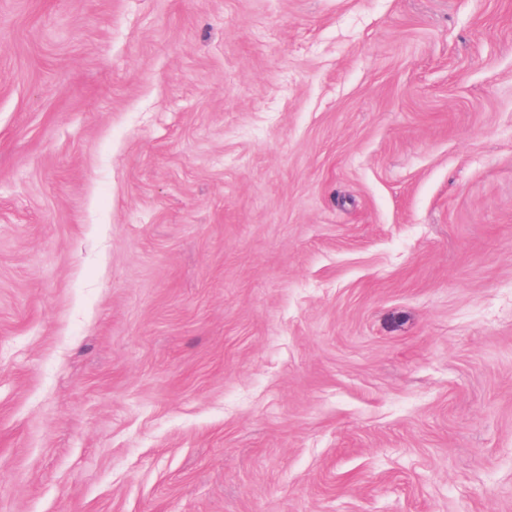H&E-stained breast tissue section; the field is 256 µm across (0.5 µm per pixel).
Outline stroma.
<instances>
[{
  "label": "stroma",
  "instance_id": "obj_1",
  "mask_svg": "<svg viewBox=\"0 0 512 512\" xmlns=\"http://www.w3.org/2000/svg\"><path fill=\"white\" fill-rule=\"evenodd\" d=\"M0 512H512V0H0Z\"/></svg>",
  "mask_w": 512,
  "mask_h": 512
}]
</instances>
